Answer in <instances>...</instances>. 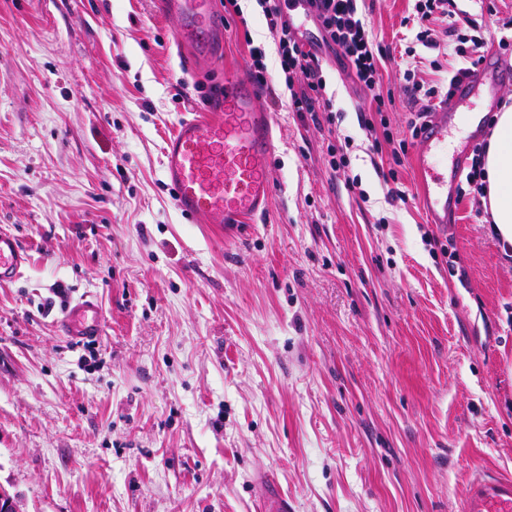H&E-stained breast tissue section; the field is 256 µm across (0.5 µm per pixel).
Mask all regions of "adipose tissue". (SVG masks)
<instances>
[{
    "label": "adipose tissue",
    "mask_w": 512,
    "mask_h": 512,
    "mask_svg": "<svg viewBox=\"0 0 512 512\" xmlns=\"http://www.w3.org/2000/svg\"><path fill=\"white\" fill-rule=\"evenodd\" d=\"M485 195L494 230L512 244V105L494 116L484 158Z\"/></svg>",
    "instance_id": "1"
}]
</instances>
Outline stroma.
Segmentation results:
<instances>
[{
  "label": "stroma",
  "instance_id": "1",
  "mask_svg": "<svg viewBox=\"0 0 512 512\" xmlns=\"http://www.w3.org/2000/svg\"><path fill=\"white\" fill-rule=\"evenodd\" d=\"M238 3L221 69L193 75L152 0H0V230L27 254L0 283L17 512H261L269 489L290 512H459L472 471L512 474V258L478 193L437 226L413 156L384 177L411 138L415 0H365L395 103L365 131L364 93L329 61L332 134L291 112L275 34ZM252 44L280 94L275 191L228 241L176 209L162 148L224 71L249 76ZM85 295L103 314L88 364L57 330Z\"/></svg>",
  "mask_w": 512,
  "mask_h": 512
}]
</instances>
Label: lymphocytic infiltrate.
Instances as JSON below:
<instances>
[{
    "mask_svg": "<svg viewBox=\"0 0 512 512\" xmlns=\"http://www.w3.org/2000/svg\"><path fill=\"white\" fill-rule=\"evenodd\" d=\"M272 30L276 33L280 67L285 85L290 89V106L300 118L334 125V104L327 90V77L322 58L317 52H332L354 76L369 99L370 116L362 118L366 130H373L372 113L386 111L387 104L381 91L383 75L380 65L386 51L375 45L366 15L359 0H302L306 13L313 19L318 37L312 48H304L285 14L281 0H258ZM456 0H417L413 15L408 16L414 31L413 44L407 47V56H414L418 47L437 52L439 57L457 60L453 77L472 71L484 58L486 42L482 37H465L459 31L458 20L464 17ZM444 22V35H437L435 22ZM302 76V85H295V76Z\"/></svg>",
    "mask_w": 512,
    "mask_h": 512,
    "instance_id": "1",
    "label": "lymphocytic infiltrate"
}]
</instances>
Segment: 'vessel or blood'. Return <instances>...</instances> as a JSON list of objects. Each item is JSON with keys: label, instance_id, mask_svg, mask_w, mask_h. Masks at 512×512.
Here are the masks:
<instances>
[{"label": "vessel or blood", "instance_id": "obj_1", "mask_svg": "<svg viewBox=\"0 0 512 512\" xmlns=\"http://www.w3.org/2000/svg\"><path fill=\"white\" fill-rule=\"evenodd\" d=\"M157 9L176 19L178 48L189 55L192 69L215 63L224 21L213 0H156ZM512 83V72L499 67L492 55L458 80L451 99L435 103L415 140V165L426 188L422 206L429 223L447 224L458 210L456 174L464 152L451 169L441 167L448 149V116L484 101L493 112L500 88ZM262 90L252 81L225 73L208 99L207 108L182 118L163 147V167L174 190L178 211L198 224L223 226L228 238L241 236L244 220L264 214L273 196L271 158L275 152L272 123L259 105ZM26 261L19 239L0 232V283L15 280ZM69 340L97 338L101 311L97 301L80 298L59 325ZM460 512H512V476L478 469L461 498Z\"/></svg>", "mask_w": 512, "mask_h": 512}]
</instances>
